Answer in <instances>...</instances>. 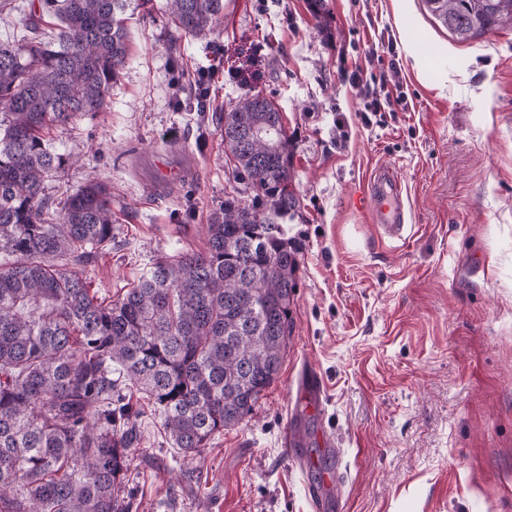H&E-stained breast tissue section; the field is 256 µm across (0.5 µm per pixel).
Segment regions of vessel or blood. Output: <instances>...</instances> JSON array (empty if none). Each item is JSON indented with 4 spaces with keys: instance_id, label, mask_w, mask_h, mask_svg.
Returning a JSON list of instances; mask_svg holds the SVG:
<instances>
[{
    "instance_id": "obj_1",
    "label": "vessel or blood",
    "mask_w": 512,
    "mask_h": 512,
    "mask_svg": "<svg viewBox=\"0 0 512 512\" xmlns=\"http://www.w3.org/2000/svg\"><path fill=\"white\" fill-rule=\"evenodd\" d=\"M370 224L392 239H401L407 228L406 205L400 183L386 170H377L365 179L355 198ZM294 386L296 400L305 406L320 407L326 397L324 380L314 369L301 367Z\"/></svg>"
}]
</instances>
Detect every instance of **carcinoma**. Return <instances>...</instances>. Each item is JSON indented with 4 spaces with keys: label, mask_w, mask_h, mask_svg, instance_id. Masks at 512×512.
<instances>
[{
    "label": "carcinoma",
    "mask_w": 512,
    "mask_h": 512,
    "mask_svg": "<svg viewBox=\"0 0 512 512\" xmlns=\"http://www.w3.org/2000/svg\"><path fill=\"white\" fill-rule=\"evenodd\" d=\"M0 0L32 36L0 42V512H132L129 458L143 406L184 456L241 423L276 381L297 288L298 199L282 112L242 97L220 126L250 199L224 201L207 247L156 260L116 301L83 267L112 243V193L91 180L50 213L47 181L72 163L46 131L106 106L126 22L150 0ZM461 40L512 27V0H424ZM224 0H167L180 35L209 34ZM60 22L51 40L44 17Z\"/></svg>",
    "instance_id": "1"
}]
</instances>
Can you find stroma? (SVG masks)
I'll return each mask as SVG.
<instances>
[{"label": "stroma", "instance_id": "35a3bbf8", "mask_svg": "<svg viewBox=\"0 0 512 512\" xmlns=\"http://www.w3.org/2000/svg\"><path fill=\"white\" fill-rule=\"evenodd\" d=\"M166 4L128 20L106 108L49 133L82 159L48 181L54 206L91 173L112 192V245L88 287L116 299L158 257L204 248L211 216L245 196L216 118L254 93L291 137L301 252L277 380L173 485L182 453L144 414L136 512H311L304 485L333 467L342 512H512V29L461 42L424 0H324L319 14L311 0H224L214 32L180 38ZM357 66L366 87L350 82ZM203 71L205 108L186 109ZM397 88L405 106L363 122L369 93ZM383 167L408 197L402 241L353 204ZM304 365L329 385L305 464L285 445Z\"/></svg>", "mask_w": 512, "mask_h": 512}]
</instances>
